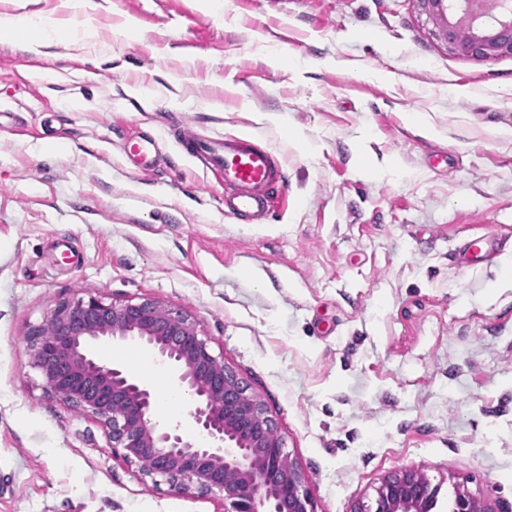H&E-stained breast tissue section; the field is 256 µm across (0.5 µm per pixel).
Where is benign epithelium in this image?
Wrapping results in <instances>:
<instances>
[{
  "label": "benign epithelium",
  "instance_id": "obj_1",
  "mask_svg": "<svg viewBox=\"0 0 512 512\" xmlns=\"http://www.w3.org/2000/svg\"><path fill=\"white\" fill-rule=\"evenodd\" d=\"M448 51L487 61L512 55V0H416ZM136 341L170 370L172 384L191 397L186 420L161 422L152 387L91 350L99 342ZM31 365L47 391L97 416L111 448L140 473L179 492L224 501V512H316L302 470L261 401L209 349L189 314L161 302H108L98 291L63 300L27 334ZM440 487L423 469L386 477L374 503L349 512H435ZM449 512H493L465 488H454Z\"/></svg>",
  "mask_w": 512,
  "mask_h": 512
}]
</instances>
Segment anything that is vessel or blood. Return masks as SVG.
<instances>
[{
    "label": "vessel or blood",
    "instance_id": "obj_1",
    "mask_svg": "<svg viewBox=\"0 0 512 512\" xmlns=\"http://www.w3.org/2000/svg\"><path fill=\"white\" fill-rule=\"evenodd\" d=\"M182 141L190 152L207 157L213 169L222 172L224 185L231 191L225 202L230 211L262 215L270 192L283 184L281 165L274 153L250 137L203 140L186 129L182 132ZM124 152L137 160L141 170H151L155 164L143 140H126ZM501 247V237L485 233L466 240L460 247L459 258L463 264L470 265L494 256Z\"/></svg>",
    "mask_w": 512,
    "mask_h": 512
}]
</instances>
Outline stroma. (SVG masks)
Instances as JSON below:
<instances>
[{"label": "stroma", "mask_w": 512, "mask_h": 512, "mask_svg": "<svg viewBox=\"0 0 512 512\" xmlns=\"http://www.w3.org/2000/svg\"><path fill=\"white\" fill-rule=\"evenodd\" d=\"M95 2L0 0L71 28L0 41V512H224L45 390L26 335L89 289L187 310L317 512L407 466L512 512V55L449 52L415 0ZM183 124L268 147L283 194L230 212ZM489 228L504 250L462 265ZM27 26L36 32L32 40L29 41L28 51L38 56L43 54L42 49L52 46L61 35V26L52 19H34L29 21ZM144 142L151 141L140 139H128L124 142V152L129 158L136 159L141 171H149L154 167L155 157L148 151Z\"/></svg>", "instance_id": "1"}]
</instances>
